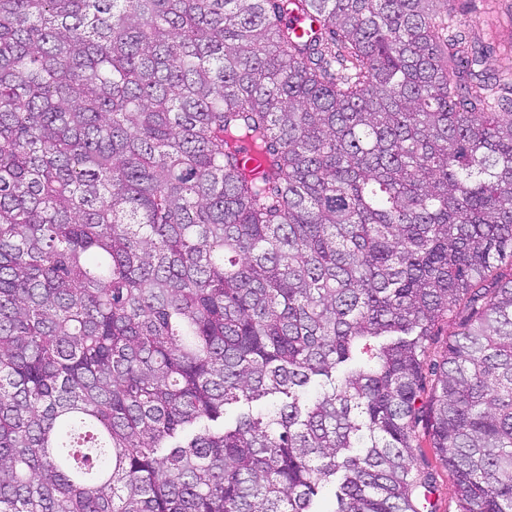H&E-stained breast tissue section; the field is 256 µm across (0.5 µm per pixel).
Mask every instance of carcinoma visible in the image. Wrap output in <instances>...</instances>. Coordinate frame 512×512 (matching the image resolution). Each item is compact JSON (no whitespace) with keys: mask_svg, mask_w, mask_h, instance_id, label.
I'll list each match as a JSON object with an SVG mask.
<instances>
[{"mask_svg":"<svg viewBox=\"0 0 512 512\" xmlns=\"http://www.w3.org/2000/svg\"><path fill=\"white\" fill-rule=\"evenodd\" d=\"M453 2L0 0V512H437L422 435L512 512V98Z\"/></svg>","mask_w":512,"mask_h":512,"instance_id":"1","label":"carcinoma"}]
</instances>
